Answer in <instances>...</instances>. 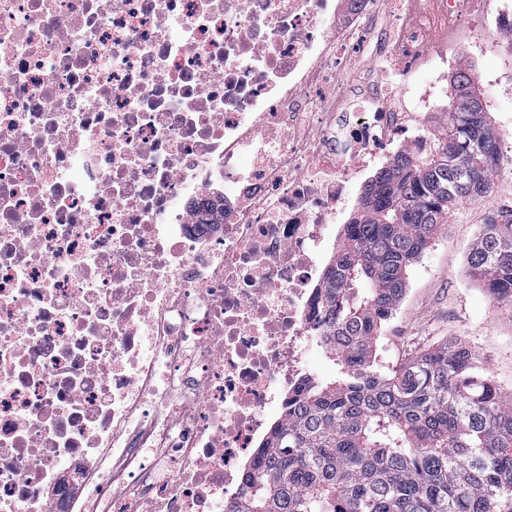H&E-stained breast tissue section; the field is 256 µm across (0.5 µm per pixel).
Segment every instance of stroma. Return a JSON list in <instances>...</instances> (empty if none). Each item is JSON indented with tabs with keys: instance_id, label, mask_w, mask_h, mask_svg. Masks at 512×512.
Segmentation results:
<instances>
[{
	"instance_id": "obj_1",
	"label": "stroma",
	"mask_w": 512,
	"mask_h": 512,
	"mask_svg": "<svg viewBox=\"0 0 512 512\" xmlns=\"http://www.w3.org/2000/svg\"><path fill=\"white\" fill-rule=\"evenodd\" d=\"M512 206V152H505L487 197L463 200L409 270L407 294L384 323L377 353L387 367L438 343L458 339L484 372L512 394V312L494 307L471 282L467 254L489 211Z\"/></svg>"
}]
</instances>
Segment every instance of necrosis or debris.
I'll list each match as a JSON object with an SVG mask.
<instances>
[{
  "mask_svg": "<svg viewBox=\"0 0 512 512\" xmlns=\"http://www.w3.org/2000/svg\"><path fill=\"white\" fill-rule=\"evenodd\" d=\"M484 0H0V512H224L310 376L352 184Z\"/></svg>",
  "mask_w": 512,
  "mask_h": 512,
  "instance_id": "4bbe7bcc",
  "label": "necrosis or debris"
}]
</instances>
